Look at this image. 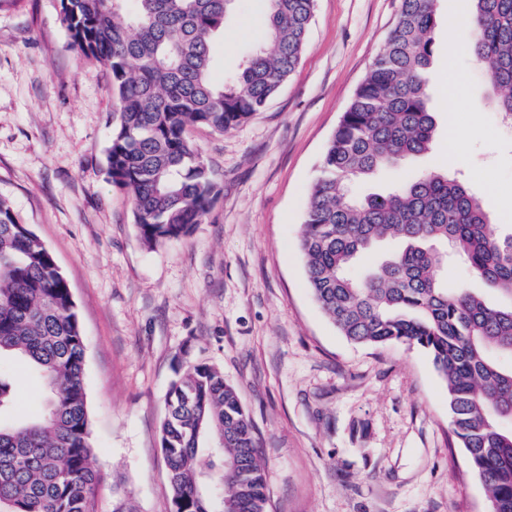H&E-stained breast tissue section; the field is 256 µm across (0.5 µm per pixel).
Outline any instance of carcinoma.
<instances>
[{"instance_id":"cac0c4a2","label":"carcinoma","mask_w":512,"mask_h":512,"mask_svg":"<svg viewBox=\"0 0 512 512\" xmlns=\"http://www.w3.org/2000/svg\"><path fill=\"white\" fill-rule=\"evenodd\" d=\"M263 40L233 75L213 76L227 0H58L71 43L108 72L118 119L106 173L131 200L143 241L163 245L201 223L218 186L188 133L229 132L261 111L298 66L315 0H268ZM442 0H400L398 17L320 160L300 250L325 316L353 343L426 349L448 389L452 432L495 512H512V233L488 231L481 200L431 169L384 194L350 185L426 154L438 134L427 73ZM470 52L512 118V0H473ZM383 241L402 248L358 278ZM456 256L500 292L491 304L448 287ZM23 360L45 390L31 416L6 421L14 390L0 373V512H97L84 388L85 340L52 253L0 199V357ZM161 445L173 512H266L251 422L216 368L188 362L172 383ZM207 458L206 466L200 465ZM234 460L239 471L224 469Z\"/></svg>"}]
</instances>
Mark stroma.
<instances>
[{
    "label": "stroma",
    "mask_w": 512,
    "mask_h": 512,
    "mask_svg": "<svg viewBox=\"0 0 512 512\" xmlns=\"http://www.w3.org/2000/svg\"><path fill=\"white\" fill-rule=\"evenodd\" d=\"M399 0H316L299 65L263 112L190 139L220 192L190 234L151 247L105 175L116 98L72 46L56 0H0V198L53 253L85 337L98 512H172L160 428L183 362L218 368L253 426L268 512H489L453 435L448 390L419 346L357 345L314 302L299 249L326 145L394 24ZM472 0H443L427 74L431 152L358 183L458 172L490 229L512 228V129L469 56ZM267 0H236L215 77L260 41ZM462 136L460 151L452 139ZM16 409L42 392L0 359Z\"/></svg>",
    "instance_id": "35a3bbf8"
}]
</instances>
